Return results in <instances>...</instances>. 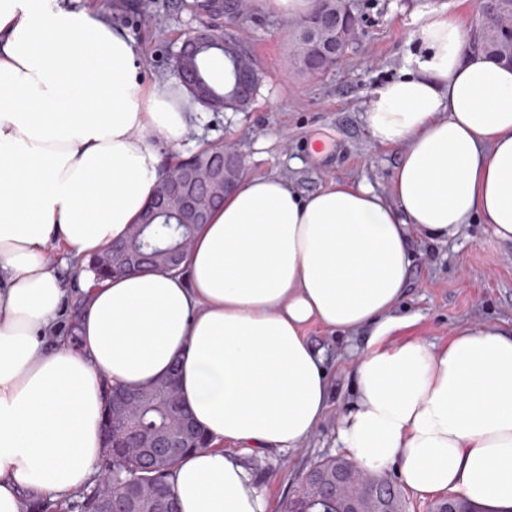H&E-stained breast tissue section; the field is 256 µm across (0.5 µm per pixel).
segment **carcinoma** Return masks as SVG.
<instances>
[{"mask_svg": "<svg viewBox=\"0 0 512 512\" xmlns=\"http://www.w3.org/2000/svg\"><path fill=\"white\" fill-rule=\"evenodd\" d=\"M182 10L200 22H206L217 36L224 35L220 26L221 17L231 18L244 12L240 0H180ZM354 15L351 0H313V5L304 16L288 21L291 62L298 71L310 76L322 75L336 67L345 57L356 35L350 31L349 22ZM512 25V0H487L479 4L477 21L471 30L470 48L483 53L489 59L512 66V37L507 29ZM342 34L340 51L317 52L312 40ZM214 57L227 61V81L216 79L210 69ZM180 70H192L197 81L206 89V99L200 100L193 92L191 99L211 112H244L259 94L263 80L258 64L250 48L236 57L225 53L216 45L200 51L192 60L172 59L171 75ZM256 72V80L250 87L247 100L238 95L241 78L249 72ZM224 150V145L214 143L177 161L165 169L164 179L172 178V172L206 167L209 155ZM193 229L182 226L171 215H160L156 224L147 228L134 227L128 241L137 247L154 249L164 246H179L191 241ZM177 406L156 395L142 401L130 411L132 424L144 431L172 428L176 423ZM142 463L133 454L124 453L108 462V476L82 493V500L75 507L84 509L97 494L111 492L115 495L122 490L125 481L142 474ZM298 497L305 499L307 512H341L343 505L351 502L358 512H405L401 489L386 478H370L354 462L336 457L323 458L316 462L303 479ZM453 503L457 512H487L466 498L450 495L432 504L430 512H446L448 503Z\"/></svg>", "mask_w": 512, "mask_h": 512, "instance_id": "1", "label": "carcinoma"}]
</instances>
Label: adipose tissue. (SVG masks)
I'll list each match as a JSON object with an SVG mask.
<instances>
[{
	"label": "adipose tissue",
	"mask_w": 512,
	"mask_h": 512,
	"mask_svg": "<svg viewBox=\"0 0 512 512\" xmlns=\"http://www.w3.org/2000/svg\"><path fill=\"white\" fill-rule=\"evenodd\" d=\"M461 16L432 8L408 67L363 115L401 147L390 193L333 180L303 194L243 179L197 229L179 270L103 280L87 261L124 239L154 195L159 135L181 145L197 106L177 81L138 80L137 50L97 0H0V512L65 503L103 456L106 388L179 364L209 445L173 469L181 512H269L244 456L301 448L332 384L306 336L366 332L337 442L407 488L512 507V333L462 326L401 338L412 236L475 219L512 244V69L467 47ZM78 264L67 283L51 265Z\"/></svg>",
	"instance_id": "ef3b65f1"
}]
</instances>
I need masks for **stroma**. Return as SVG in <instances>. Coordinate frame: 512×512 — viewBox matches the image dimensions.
<instances>
[{
    "label": "stroma",
    "instance_id": "35a3bbf8",
    "mask_svg": "<svg viewBox=\"0 0 512 512\" xmlns=\"http://www.w3.org/2000/svg\"><path fill=\"white\" fill-rule=\"evenodd\" d=\"M173 2L153 0L149 13L130 6L120 20L137 48L140 81L149 87L161 89L170 80V60L192 24ZM354 5L361 18L358 37L344 62L320 77L290 65L287 19L263 12L262 26L248 29L263 73L250 109L200 113L196 131L181 148L159 136L151 138V145L167 160L213 142H233L246 156V175L278 176L305 194L332 180L362 178L389 191L401 150L373 143L362 119L371 94L400 75L414 53L411 29L418 14L444 7L461 15L466 7L462 0H355ZM410 251L402 306L421 316L416 337L438 344L465 324L512 330V245L500 242L491 225H465L446 242L416 236ZM307 335L323 352L334 394L302 448L248 460L272 495L276 512H285L315 462L338 456L336 428L354 396L347 349L361 345V337L333 334L317 325L309 326Z\"/></svg>",
    "mask_w": 512,
    "mask_h": 512
}]
</instances>
